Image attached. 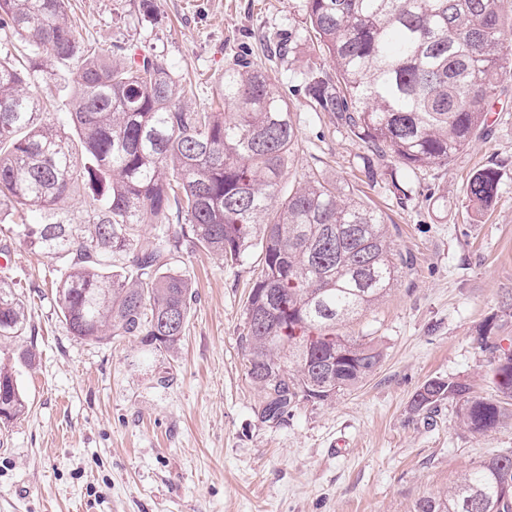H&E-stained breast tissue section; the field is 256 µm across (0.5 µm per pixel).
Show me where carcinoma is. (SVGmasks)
<instances>
[{
	"instance_id": "cac0c4a2",
	"label": "carcinoma",
	"mask_w": 512,
	"mask_h": 512,
	"mask_svg": "<svg viewBox=\"0 0 512 512\" xmlns=\"http://www.w3.org/2000/svg\"><path fill=\"white\" fill-rule=\"evenodd\" d=\"M67 2L0 0V31L27 46L24 57L0 60V206L21 218L43 214L4 232L68 260L55 299L72 335L173 349L195 294L168 256L198 248L234 262L257 245L246 342L261 416L277 421L302 402L358 387L382 352L346 328L391 291L405 264L382 213L312 167L284 189L298 131L267 73L229 67L218 88L224 111L192 108L190 89L163 57L124 47L104 54L77 38ZM307 13L333 65L306 74L311 107L411 168L449 165L512 75L503 0H307ZM49 63L70 72L75 103L52 123L32 84ZM500 180L494 163L467 175L475 213L493 205ZM76 198L85 202L79 224L65 208ZM172 223L179 230L171 236L137 233ZM24 322L22 300L1 282L0 338L21 335ZM488 350L495 396L436 377L414 394V410L452 400L478 436L512 419V345ZM27 410L12 368L1 364L0 423ZM413 512H512V450L473 464Z\"/></svg>"
}]
</instances>
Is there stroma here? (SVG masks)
Returning <instances> with one entry per match:
<instances>
[{
  "instance_id": "1",
  "label": "stroma",
  "mask_w": 512,
  "mask_h": 512,
  "mask_svg": "<svg viewBox=\"0 0 512 512\" xmlns=\"http://www.w3.org/2000/svg\"><path fill=\"white\" fill-rule=\"evenodd\" d=\"M138 2L70 0V17L103 52L126 44L164 56L191 78L194 106L210 104L233 63L266 71L298 128L294 172L321 169L382 212L408 264L347 331L372 339L383 358L332 402L266 421L245 341L259 248L234 263L204 250L174 254L196 299L179 344L156 350L73 336L54 295L63 263L0 236L11 256L0 279L26 305V328L0 340V357L28 401L27 413L0 425V512H413L473 463L512 449V421L475 436L454 404L411 408L434 377L495 395L482 342L512 341V77L483 137L448 166L414 169L376 155L372 182L365 143L304 93L308 68L331 67L306 0H154L146 18ZM490 161L502 174L499 195L478 215L463 181ZM394 179L406 196L389 191Z\"/></svg>"
}]
</instances>
